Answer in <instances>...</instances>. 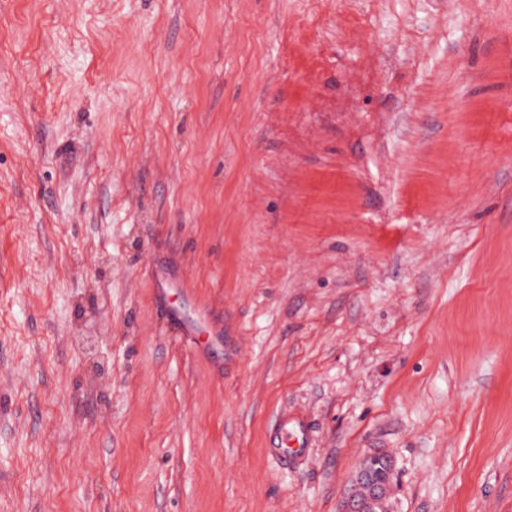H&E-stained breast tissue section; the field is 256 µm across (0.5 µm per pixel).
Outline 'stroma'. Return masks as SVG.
<instances>
[{"mask_svg": "<svg viewBox=\"0 0 512 512\" xmlns=\"http://www.w3.org/2000/svg\"><path fill=\"white\" fill-rule=\"evenodd\" d=\"M375 449L512 512V0H0V512H337ZM307 434V427L302 420L288 422L286 415L282 418L274 445L268 448V451L270 455L282 461H287L288 456L303 455L307 451ZM288 440H291V445L288 444Z\"/></svg>", "mask_w": 512, "mask_h": 512, "instance_id": "1", "label": "stroma"}]
</instances>
